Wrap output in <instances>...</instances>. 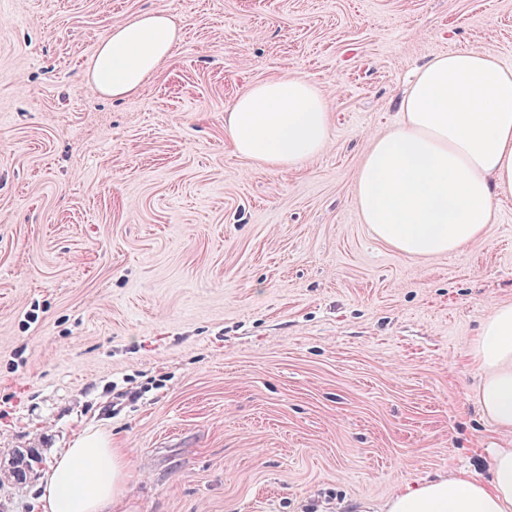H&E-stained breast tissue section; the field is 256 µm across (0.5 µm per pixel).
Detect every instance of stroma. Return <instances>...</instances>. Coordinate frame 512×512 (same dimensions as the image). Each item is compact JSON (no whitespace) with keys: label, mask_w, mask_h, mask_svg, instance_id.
<instances>
[{"label":"stroma","mask_w":512,"mask_h":512,"mask_svg":"<svg viewBox=\"0 0 512 512\" xmlns=\"http://www.w3.org/2000/svg\"><path fill=\"white\" fill-rule=\"evenodd\" d=\"M146 10L181 40L112 101L84 71ZM464 48L512 66V0H0V512H40L87 430L129 461L113 512H384L455 470L488 479L512 439L468 353L512 303V199L463 250L413 258L353 194L413 71ZM279 77L331 114L290 169L224 130Z\"/></svg>","instance_id":"stroma-1"}]
</instances>
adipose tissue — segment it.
Instances as JSON below:
<instances>
[{
	"label": "adipose tissue",
	"instance_id": "1",
	"mask_svg": "<svg viewBox=\"0 0 512 512\" xmlns=\"http://www.w3.org/2000/svg\"><path fill=\"white\" fill-rule=\"evenodd\" d=\"M181 28L163 11L112 26L86 78L123 99L140 91L176 48ZM400 121L372 140L354 183L363 223L400 253L429 258L479 240L495 200L512 196V68L491 52L459 49L420 66L401 100ZM329 105L313 82L288 77L248 88L224 121L234 153L269 167H295L323 152ZM475 403L512 436V303L484 317L470 349ZM127 462L98 431L78 435L41 485L42 512H112ZM491 477L458 472L397 491L388 512H512V448L491 453Z\"/></svg>",
	"mask_w": 512,
	"mask_h": 512
}]
</instances>
